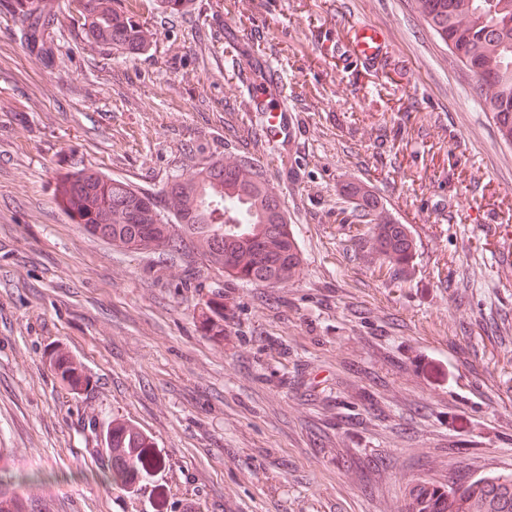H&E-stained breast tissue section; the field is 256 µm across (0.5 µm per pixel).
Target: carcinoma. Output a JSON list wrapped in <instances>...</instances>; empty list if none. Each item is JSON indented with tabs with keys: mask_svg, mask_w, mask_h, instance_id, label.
I'll return each mask as SVG.
<instances>
[{
	"mask_svg": "<svg viewBox=\"0 0 512 512\" xmlns=\"http://www.w3.org/2000/svg\"><path fill=\"white\" fill-rule=\"evenodd\" d=\"M75 22L108 50L128 55L147 43V30L123 0H73ZM32 0H8V11L32 18L28 42L45 60L54 59L46 23L33 15ZM420 13L462 66L476 78L475 93L503 140L512 143V0H417ZM72 171L58 190L75 224L91 235L134 254L160 260L182 259L200 270L217 271L246 283L279 285L301 264L283 204L268 187L263 170L251 161L233 167L212 163L192 181L175 178L163 198L84 166ZM362 224L374 230L375 248L395 269L404 268L413 245L403 226L385 221L378 202L357 186L348 188ZM206 338L224 345V294L216 291L198 315ZM62 382H86L84 369L54 360ZM112 458L123 462L120 476L134 481L166 467L153 444L136 427L112 423L105 440ZM24 478L0 473V512H25L17 486ZM418 512H512V474H495L441 492L425 486L414 494Z\"/></svg>",
	"mask_w": 512,
	"mask_h": 512,
	"instance_id": "cac0c4a2",
	"label": "carcinoma"
}]
</instances>
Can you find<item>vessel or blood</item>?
<instances>
[{
	"instance_id": "b4317fda",
	"label": "vessel or blood",
	"mask_w": 512,
	"mask_h": 512,
	"mask_svg": "<svg viewBox=\"0 0 512 512\" xmlns=\"http://www.w3.org/2000/svg\"><path fill=\"white\" fill-rule=\"evenodd\" d=\"M349 53L369 60L381 58L387 52L380 32L369 25L357 26L347 46ZM245 67L260 72L258 80L250 83L245 91L249 111L260 114L257 125L259 136L269 145L288 151L295 141L296 117L288 108L282 95V77L269 61L245 59Z\"/></svg>"
}]
</instances>
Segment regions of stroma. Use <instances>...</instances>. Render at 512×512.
<instances>
[{
  "instance_id": "stroma-1",
  "label": "stroma",
  "mask_w": 512,
  "mask_h": 512,
  "mask_svg": "<svg viewBox=\"0 0 512 512\" xmlns=\"http://www.w3.org/2000/svg\"><path fill=\"white\" fill-rule=\"evenodd\" d=\"M54 65L0 0V464L30 512H408L419 484L512 473V144L415 0H129L151 36L108 52L68 0ZM378 27L372 66L344 53ZM278 65L289 155L243 106L237 44ZM259 164L302 254L271 287L132 256L71 223L72 162L161 191L212 162ZM374 195L415 243L372 247L347 198ZM224 293V334L194 311ZM84 365L65 394L48 358ZM121 418L167 467L114 486ZM346 48L350 54H358L369 60H376L387 53L386 42L381 32L369 25L357 26Z\"/></svg>"
}]
</instances>
